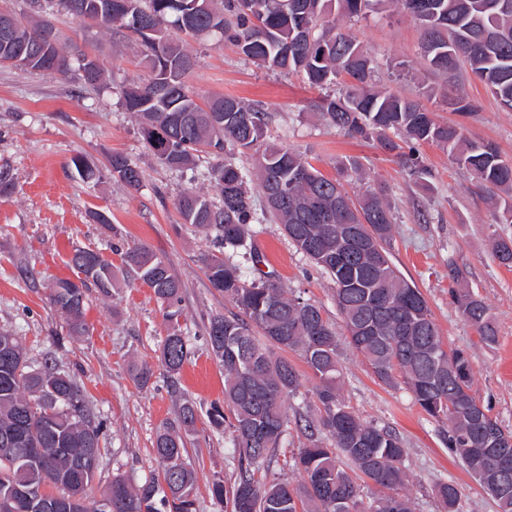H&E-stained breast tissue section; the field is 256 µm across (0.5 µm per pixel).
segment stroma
<instances>
[{
    "label": "stroma",
    "mask_w": 512,
    "mask_h": 512,
    "mask_svg": "<svg viewBox=\"0 0 512 512\" xmlns=\"http://www.w3.org/2000/svg\"><path fill=\"white\" fill-rule=\"evenodd\" d=\"M54 23L72 46L99 58L109 78L106 87L92 90L75 76L63 79L0 65V171L15 185L13 194L0 196V330L21 338L32 365L48 358L83 382L88 405L102 423V463L94 494H101L117 475L137 484L158 474L156 434L175 422L181 399L188 397L197 405V422L185 438L183 462L197 477L196 509L225 512L210 487L217 479L233 486L239 452L230 432L214 430L208 420L212 406L224 402V369L210 351L205 324L211 315L230 316L236 308L211 287L200 262L213 248L211 238L183 223L176 207L186 190L209 191L208 182L197 176L208 160L200 158L193 170H172L145 147L138 121L121 98L125 84L146 74L137 46L115 44L108 31L62 13ZM344 27L368 49L381 88L419 99L439 121L460 125L466 139L494 142L504 157L512 158V112L502 111L484 85L470 76L464 87L480 108L466 117L452 112L445 102L452 81L426 69L419 29L394 4L379 6L366 19L345 22ZM189 50L196 64L188 82L198 102L216 95L262 102L272 114L269 142L304 153L330 177L336 173L337 157L358 159L365 179L353 185V192L377 183L387 187L396 218L393 266L423 293L445 346L469 353L472 396L512 430V268L499 265L491 251L494 235H512V224L496 223L486 190L446 150L424 145L421 163L432 189L422 191L409 170L376 142L350 139L327 125L318 110L319 91L300 76L257 68L230 45L193 42ZM115 153L129 155L140 165L139 190L127 189L112 177L109 158ZM77 155L98 169L97 183L72 178L70 164ZM94 210L106 212L111 225L95 223L90 216ZM253 231L273 281L320 305L337 335H344L331 278L296 250L281 225L257 224ZM133 245L146 246L167 260L183 285L179 323L191 356L174 377L159 362L168 325L150 288L134 281L108 298L87 288L88 333L77 339L66 335L49 299L54 279L75 278L69 265L75 250H96L117 266ZM452 260L485 302L497 328L495 345L482 343L476 327L452 303ZM287 358L301 380L297 394L285 400L287 434L276 454L252 470L258 480L297 486L303 477L291 457L309 444L304 415L316 401V381L297 353ZM134 361L152 365L148 385L132 380L128 367ZM338 362L347 404L364 421L388 427L402 440L409 476L405 492L413 512H444L436 494L440 482L459 488L462 512H498L494 499L449 454L447 420L423 413L405 386L381 384L347 343L338 346Z\"/></svg>",
    "instance_id": "obj_1"
}]
</instances>
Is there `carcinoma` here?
<instances>
[{
	"label": "carcinoma",
	"instance_id": "carcinoma-1",
	"mask_svg": "<svg viewBox=\"0 0 512 512\" xmlns=\"http://www.w3.org/2000/svg\"><path fill=\"white\" fill-rule=\"evenodd\" d=\"M382 0H41L37 12L59 13L111 32L119 42L135 41L149 71L144 80L127 84L122 100L138 121L145 146L170 169L195 165L199 154L214 159L203 177L220 194L211 203L200 191H187L176 202L186 224L212 237L220 251L202 255L212 286L234 303L238 313L211 316L205 326L211 352L224 367V407L210 412L215 429L229 427L239 449V475L231 490L213 482L211 495L230 512H412L399 494L408 482L402 468L406 454L400 438L385 427L362 421L345 402L338 386L336 329L321 307L288 296L260 265L264 256L250 226L269 220L335 285L336 307L349 344L370 365L381 383H404L415 403L434 419H448V453L496 500L499 512H512V470L502 477L492 448L483 446L482 426L475 420L471 395L472 368L467 352L448 349L439 336L421 291L392 266L389 246L394 214L387 190L374 187L352 198L344 182L362 176L353 157L336 159L337 176L328 177L297 151L265 142L271 119L265 105L218 96L203 107L186 82L194 67L189 41L230 43L259 67L301 73L317 88L351 84L326 96L323 118L348 136L374 140L395 154L411 174L422 177L416 152L422 144L448 150L475 182L492 193L498 223L512 217V160L496 145L463 138L456 126L411 98L372 85L373 60L365 47L346 33L340 21L362 19ZM421 31L422 57L435 73L454 77L468 69L487 87L499 107L512 112V10L500 0H393ZM27 60L26 69L61 77L73 73L84 84H105L106 70L80 64L67 50L53 22L40 16L23 22L0 11V64ZM258 152L253 168L238 161ZM112 177L137 190L138 166L127 156L110 158ZM72 176L84 182L97 177L82 156L71 159ZM257 178L265 211L257 208L247 183ZM245 250L252 277L224 259V250ZM499 263L512 267V236L494 239ZM92 278L56 280L51 302L65 322L67 335L83 336L86 288L105 297L121 278L141 280L165 310L170 328L159 361L170 376L179 374L191 355L178 319L182 284L169 264L144 246L128 248L122 269L100 253L77 249L70 264ZM449 294L465 320L486 345L498 336L480 295L463 272L448 260ZM299 352L317 380L313 429L328 434V447L315 440L298 450L293 466L304 485L287 481L261 483L251 465L273 455L287 428L285 397L298 392L295 369L274 356L273 348ZM197 410L185 399L177 424L156 435L154 451L161 474L136 486L115 476L93 509L85 499L99 470L101 423L85 399L77 377L52 362L32 367L18 337L0 330V497L13 500L14 512H58L59 499L71 498L72 512H195L196 477L183 462L185 435L195 430ZM350 461L381 489L368 497L341 466ZM437 494L446 512H460L461 495L440 483Z\"/></svg>",
	"mask_w": 512,
	"mask_h": 512
}]
</instances>
